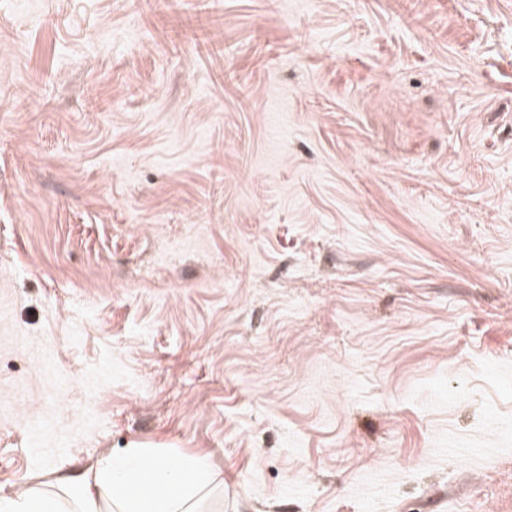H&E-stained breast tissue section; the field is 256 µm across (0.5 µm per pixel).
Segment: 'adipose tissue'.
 Wrapping results in <instances>:
<instances>
[{"label":"adipose tissue","mask_w":512,"mask_h":512,"mask_svg":"<svg viewBox=\"0 0 512 512\" xmlns=\"http://www.w3.org/2000/svg\"><path fill=\"white\" fill-rule=\"evenodd\" d=\"M223 489L205 458L169 467L156 449L134 446L70 470L51 486L0 495V512H198L199 502Z\"/></svg>","instance_id":"adipose-tissue-1"}]
</instances>
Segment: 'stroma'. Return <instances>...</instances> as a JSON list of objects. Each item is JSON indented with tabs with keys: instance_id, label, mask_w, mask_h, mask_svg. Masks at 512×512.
<instances>
[{
	"instance_id": "1",
	"label": "stroma",
	"mask_w": 512,
	"mask_h": 512,
	"mask_svg": "<svg viewBox=\"0 0 512 512\" xmlns=\"http://www.w3.org/2000/svg\"><path fill=\"white\" fill-rule=\"evenodd\" d=\"M135 442L512 512V0H0V494Z\"/></svg>"
}]
</instances>
